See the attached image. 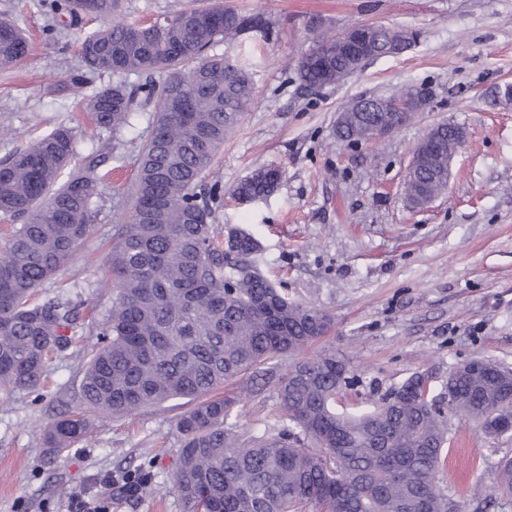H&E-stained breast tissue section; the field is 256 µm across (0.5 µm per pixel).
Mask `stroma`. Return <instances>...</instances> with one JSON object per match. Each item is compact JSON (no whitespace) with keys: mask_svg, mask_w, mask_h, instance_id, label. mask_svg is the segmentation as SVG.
I'll use <instances>...</instances> for the list:
<instances>
[{"mask_svg":"<svg viewBox=\"0 0 512 512\" xmlns=\"http://www.w3.org/2000/svg\"><path fill=\"white\" fill-rule=\"evenodd\" d=\"M259 13L268 30L217 44L215 53L252 64L255 99L224 142L205 186L224 202L215 223L259 244L251 261L276 287L304 306L329 313L333 326L303 352L331 349L348 359L357 382L337 399L353 412L415 372L445 394L449 371L488 358L512 368V103L493 99L512 84V0H233ZM51 0H0L31 45L30 58L0 71V161L57 125L74 127L78 156L98 143L78 112L82 95L106 85L89 73L79 47L99 29L92 16L54 15ZM367 23L416 31L417 43L395 57L368 62L346 80L312 91L297 61L318 28ZM413 85L430 102L418 118L374 144L337 138L340 111L361 96H388ZM153 103L137 98L133 125L121 134L112 172L91 208L88 236L35 299L80 302L82 347L53 359L44 385L29 393L0 392V512H70L74 495L95 493L113 479L110 512H186L172 489L183 437L177 420L187 404L169 401L123 417L95 416L81 442L47 455L44 431L74 408L88 355L114 297L108 255L118 221L131 204L138 154L152 130ZM465 127L447 192L412 207L402 192L413 148L435 124ZM275 166L278 188L260 200L235 199V186L255 170ZM230 391L242 395L235 430L262 434L279 424L273 385ZM450 450L440 482L465 512H512L485 494L512 435L486 436L475 423L452 419ZM146 472L136 496L125 476Z\"/></svg>","mask_w":512,"mask_h":512,"instance_id":"obj_1","label":"stroma"}]
</instances>
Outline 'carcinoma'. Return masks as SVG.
Masks as SVG:
<instances>
[{
    "label": "carcinoma",
    "instance_id": "carcinoma-1",
    "mask_svg": "<svg viewBox=\"0 0 512 512\" xmlns=\"http://www.w3.org/2000/svg\"><path fill=\"white\" fill-rule=\"evenodd\" d=\"M118 0H96L104 25L80 45L89 71L112 77L82 103L99 144L64 183L76 155L73 129L60 125L0 162V215L21 219L0 257V390L23 393L41 383L48 357L76 346L79 311L68 299L37 302L88 235V213L101 195V168L130 125L137 95L156 100L155 121L143 143L132 205L121 220L109 264L115 290L105 341L94 347L79 384L77 410L45 432L49 448L63 449L88 433V414L123 415L188 399L180 416L184 436L173 488L188 512H464L438 481L447 458L450 418L433 410L436 397L411 375L357 413L336 411V396L355 376L332 350L292 364L276 382L288 424L244 437L228 421L240 402L216 396L224 383L270 362L300 354L326 335L329 315L288 300L251 263L257 241L232 232L224 250L213 218L221 203L203 188L205 172L241 124L254 99L249 68L209 54L217 43L264 26L258 14L220 2L176 8L161 23L142 25L117 15ZM345 33L322 31L314 49L324 61L297 64L305 87L316 90L354 74L359 66L340 52ZM418 34L378 25L371 60L400 55ZM30 56L15 23L0 16V70ZM131 75L143 82L128 83ZM339 113L338 138L370 143L377 114L393 102L409 105L402 128L425 110L427 98L403 88L386 97H362ZM464 129L441 123L435 142L413 150L415 170L404 193L414 205L448 189V157ZM278 169L255 171L237 184V199L273 193ZM452 415L477 420L490 412L509 425L499 405L507 380L484 368L453 369ZM484 490L512 504V459L503 460Z\"/></svg>",
    "mask_w": 512,
    "mask_h": 512
}]
</instances>
